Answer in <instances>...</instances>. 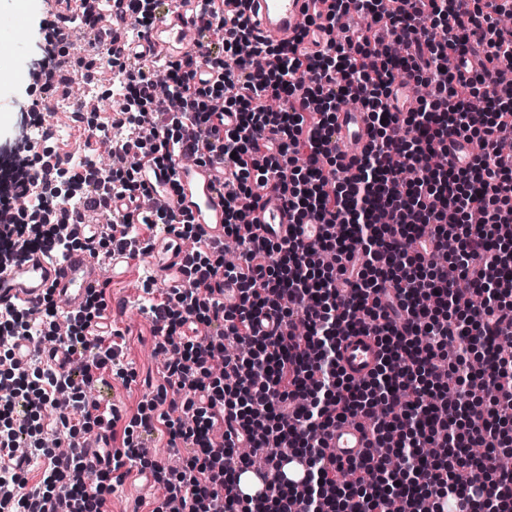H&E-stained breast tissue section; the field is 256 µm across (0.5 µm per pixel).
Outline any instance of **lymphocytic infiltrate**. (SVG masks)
Segmentation results:
<instances>
[{"label": "lymphocytic infiltrate", "mask_w": 512, "mask_h": 512, "mask_svg": "<svg viewBox=\"0 0 512 512\" xmlns=\"http://www.w3.org/2000/svg\"><path fill=\"white\" fill-rule=\"evenodd\" d=\"M127 29L103 50L112 64V128L118 164L83 175L74 220L87 210L109 213L120 236L100 239V253L139 239L135 225L164 226L190 241L186 280L151 299L148 312L164 335L165 383L124 421L119 408L88 400L95 373L118 356L99 327L103 291L88 295L65 330L56 327L52 297L38 311L25 300L0 312V334L33 342L27 367L0 372V512H106L103 481L140 462L162 491L152 512H501L512 505V480L495 474L487 452L512 447V351L487 353L493 336H512V265L502 247L512 223V164L499 144L512 136V90L490 83L497 61L512 62V0H332L311 30L288 43L263 39L251 0L237 12L224 0H200L202 28L193 49L164 72L134 61L133 47L154 24L160 0H114ZM356 11L366 25L343 18ZM480 53L481 66L469 56ZM425 88L404 110L391 90L396 76ZM486 99L484 111L471 98ZM171 102L172 111L162 108ZM358 102L370 114V140L338 174L331 148L336 112ZM235 123L225 126V114ZM476 143L456 165L443 150L451 138ZM210 161L224 170L228 200L224 238L238 263L205 244L190 212L159 209L112 215L116 199L148 195L143 164L174 168L176 157ZM278 180L295 223L315 220L317 242L248 234L244 202ZM33 241L48 262L82 248L75 234L28 224H1L0 246ZM466 279L484 303L472 308L454 291L449 271ZM26 329H19V319ZM214 335L199 337L200 327ZM373 333L378 368L354 380L341 368L339 344L349 331ZM61 345L68 368L44 363L41 346ZM484 355L475 370L472 356ZM82 411L83 424L104 428L120 449L63 447L49 440L44 412L68 438L77 425L58 411V394ZM349 416L366 419L372 441L360 461L327 458L328 429ZM165 427L189 449L178 469L151 460L145 436ZM264 493L235 491L252 456ZM293 450L306 463L302 485L282 482L280 458ZM42 476L34 491L27 465ZM470 474L454 480L457 468ZM98 475L100 484L88 482Z\"/></svg>", "instance_id": "obj_1"}]
</instances>
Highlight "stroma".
Wrapping results in <instances>:
<instances>
[{"label":"stroma","mask_w":512,"mask_h":512,"mask_svg":"<svg viewBox=\"0 0 512 512\" xmlns=\"http://www.w3.org/2000/svg\"><path fill=\"white\" fill-rule=\"evenodd\" d=\"M59 0H28L24 8L25 26L20 32L23 54L16 59L0 55V72L9 78L0 86V151L12 144L21 123L22 110L34 111L43 120L68 124L69 133L57 145L60 153L93 157L109 163L108 148L97 130L81 125H69L67 108H59V98L50 94L29 93L35 81L41 58L42 27L54 23L59 11ZM169 285L162 275L147 268L142 260L129 267L123 283L107 285L105 298L110 305L106 310L113 329L120 331L119 360L124 369L132 371L130 382L104 372L102 382L92 389L90 396L101 404L118 406L126 415H134L141 402L150 400L163 384L164 364L156 355L151 316L144 305L148 293L167 292ZM159 487H152L130 470L121 485L108 494L109 512H149L148 505L159 498Z\"/></svg>","instance_id":"35a3bbf8"}]
</instances>
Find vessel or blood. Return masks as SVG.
Wrapping results in <instances>:
<instances>
[{"mask_svg": "<svg viewBox=\"0 0 512 512\" xmlns=\"http://www.w3.org/2000/svg\"><path fill=\"white\" fill-rule=\"evenodd\" d=\"M316 0H253L252 17L262 36L275 43H285L309 26ZM79 9H91L100 27L117 28L122 24L111 0H79ZM201 24L198 0H174L169 10L157 18L144 46L155 68H163L171 57L188 49V37ZM369 138L366 112L345 106L336 114V147L341 156L358 155ZM159 183L177 177L180 196L156 193L152 203L168 209L191 210L205 241L218 243L224 239V179L211 166L197 163H177L174 170L156 173ZM247 221L253 233L270 239L288 237L293 225L290 212L284 206L277 182H269L261 192L258 206L248 208ZM77 232L85 241L82 250L72 252L59 265L45 262L40 255L29 253L20 260L0 268V305L7 306L21 298L38 306L46 293L63 299L67 310L80 309L89 292L105 282V272H118L126 258L113 253L100 259L95 253L98 240L109 227L101 221L83 222ZM189 249L185 240L170 233L153 238L145 254L155 269L168 276L182 279L184 258ZM380 361V349L374 336L349 334L341 342L339 363L346 373L360 379L367 376ZM371 436L360 418L349 417L334 424L325 440L327 457L341 463L360 460L369 446Z\"/></svg>", "mask_w": 512, "mask_h": 512, "instance_id": "b4317fda", "label": "vessel or blood"}]
</instances>
